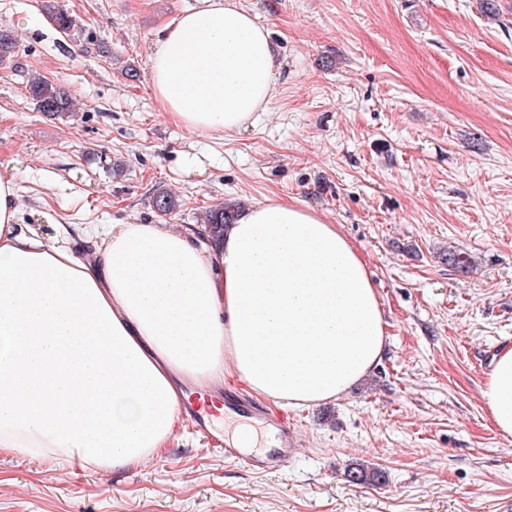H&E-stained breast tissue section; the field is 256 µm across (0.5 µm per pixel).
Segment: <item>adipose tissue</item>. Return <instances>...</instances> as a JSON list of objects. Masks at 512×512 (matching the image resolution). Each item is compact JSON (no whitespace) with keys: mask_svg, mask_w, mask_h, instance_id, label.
Here are the masks:
<instances>
[{"mask_svg":"<svg viewBox=\"0 0 512 512\" xmlns=\"http://www.w3.org/2000/svg\"><path fill=\"white\" fill-rule=\"evenodd\" d=\"M278 53L240 0H199L148 58L165 116L239 133L276 96ZM0 174V452L95 470L160 457L189 395L233 379L302 410L380 364L387 323L368 265L337 225L268 198L212 240L203 224L117 223L82 247L18 231ZM512 438V346L481 388Z\"/></svg>","mask_w":512,"mask_h":512,"instance_id":"adipose-tissue-1","label":"adipose tissue"}]
</instances>
